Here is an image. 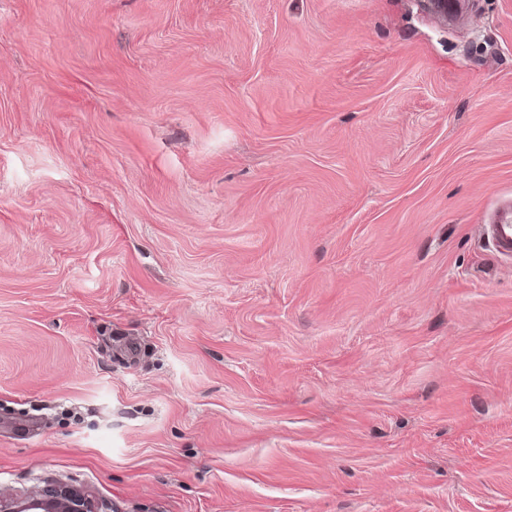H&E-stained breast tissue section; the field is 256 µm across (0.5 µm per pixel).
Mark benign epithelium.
<instances>
[{"label": "benign epithelium", "mask_w": 512, "mask_h": 512, "mask_svg": "<svg viewBox=\"0 0 512 512\" xmlns=\"http://www.w3.org/2000/svg\"><path fill=\"white\" fill-rule=\"evenodd\" d=\"M0 512H101L99 505L81 488L46 484L24 497L0 489Z\"/></svg>", "instance_id": "7a95c632"}]
</instances>
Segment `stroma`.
I'll list each match as a JSON object with an SVG mask.
<instances>
[{"label":"stroma","instance_id":"obj_1","mask_svg":"<svg viewBox=\"0 0 512 512\" xmlns=\"http://www.w3.org/2000/svg\"><path fill=\"white\" fill-rule=\"evenodd\" d=\"M467 3L0 0V488L512 512V263L477 231L512 0Z\"/></svg>","mask_w":512,"mask_h":512}]
</instances>
